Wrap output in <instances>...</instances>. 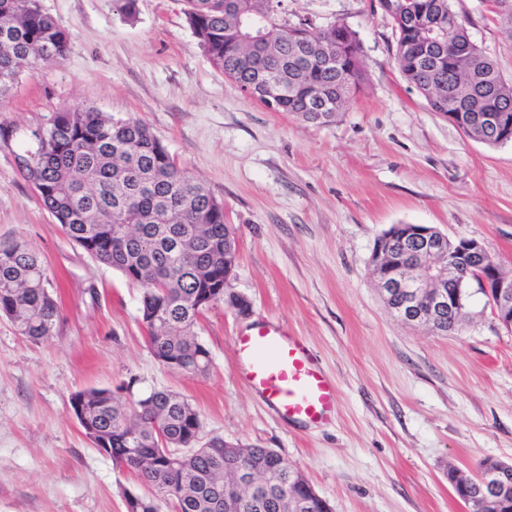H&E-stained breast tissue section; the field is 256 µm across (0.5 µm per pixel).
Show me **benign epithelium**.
Returning a JSON list of instances; mask_svg holds the SVG:
<instances>
[{
    "label": "benign epithelium",
    "instance_id": "obj_1",
    "mask_svg": "<svg viewBox=\"0 0 512 512\" xmlns=\"http://www.w3.org/2000/svg\"><path fill=\"white\" fill-rule=\"evenodd\" d=\"M487 5L506 27L512 26V0H487ZM433 6L419 3L412 24L426 34L433 25ZM479 126L486 133H493L501 141L512 142V120L504 112H489L480 118ZM401 228L405 237L414 241L411 253L398 260L391 251L394 230ZM372 266L382 271L376 281L383 298L392 292L404 295L402 306L391 310L401 322L434 329L444 323L445 312H461L464 309L458 287L474 283L486 297L500 327L512 334V277L502 272L498 258L487 246L470 238H451L438 229L425 224L393 225V231L382 236L374 245ZM246 451L240 448L224 449V463L214 472L224 477V487H216L210 498L214 509L224 506V512H233L247 502L254 509L265 507L268 494L267 470L263 461L242 462ZM512 465L489 460L473 475V481L485 488V492L467 500L466 512H485L492 502H505L512 496V480L506 474ZM293 485L304 496L288 497L292 508L308 507L318 502L323 512H332L329 502L299 476Z\"/></svg>",
    "mask_w": 512,
    "mask_h": 512
}]
</instances>
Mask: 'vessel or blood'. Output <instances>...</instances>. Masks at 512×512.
<instances>
[{"instance_id": "obj_1", "label": "vessel or blood", "mask_w": 512, "mask_h": 512, "mask_svg": "<svg viewBox=\"0 0 512 512\" xmlns=\"http://www.w3.org/2000/svg\"><path fill=\"white\" fill-rule=\"evenodd\" d=\"M247 382L278 416L307 427L325 423L336 408V388L304 344L261 322L239 338Z\"/></svg>"}]
</instances>
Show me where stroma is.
Here are the masks:
<instances>
[{
	"label": "stroma",
	"instance_id": "1",
	"mask_svg": "<svg viewBox=\"0 0 512 512\" xmlns=\"http://www.w3.org/2000/svg\"><path fill=\"white\" fill-rule=\"evenodd\" d=\"M69 34L57 63L0 93V242L40 257L59 307L32 342L0 317V512H126L135 475L86 438L70 399L111 389L133 403L185 396L202 436L275 449L333 512H465L449 469L512 461V335L471 291L457 333L413 329L371 274L377 237L426 224L484 242L512 273V143L488 147L431 112L400 75L378 0H284L289 23L356 32L366 81L333 122L271 112L198 47L181 0H38ZM473 41L512 79V36L484 0H455ZM93 106L146 123L177 164L224 204L238 247L225 303L196 333L210 373L152 354L141 290L62 232L22 164L53 113ZM267 321L299 337L336 385L332 418L284 421L242 374L237 338Z\"/></svg>",
	"mask_w": 512,
	"mask_h": 512
}]
</instances>
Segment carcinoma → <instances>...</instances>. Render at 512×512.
I'll return each instance as SVG.
<instances>
[{"instance_id": "cac0c4a2", "label": "carcinoma", "mask_w": 512, "mask_h": 512, "mask_svg": "<svg viewBox=\"0 0 512 512\" xmlns=\"http://www.w3.org/2000/svg\"><path fill=\"white\" fill-rule=\"evenodd\" d=\"M198 46L213 65L264 107L305 120L327 123L364 80L363 50L356 33L335 23L313 35L283 16L284 0H183ZM419 0H397L404 19L393 29L395 63L403 78L425 96L433 112L457 110L508 112L512 118V81L470 40L468 28L448 27L435 18L434 40L419 44L409 21ZM260 22L265 37L253 47L239 38L245 21ZM12 38L0 43V92L26 68L59 62L68 35L38 7L37 0H0V29ZM341 54L338 64L327 56ZM441 95L438 103L429 89ZM36 147L25 160L24 175L63 233L92 259L142 289L141 309L154 315L147 343L162 363L203 378L212 360L195 327L203 310L197 295L224 282V206L177 165L166 147L138 120H116L94 107L54 113L35 133ZM140 224L145 237H132L126 225ZM39 256L19 242L0 243V315L16 332L40 341L53 335L58 309L47 288ZM167 411L161 428L149 412L116 399L110 389L74 394L83 407L84 426L98 429L112 462L135 473L146 493L126 492L127 512H158L170 502L176 512H206L201 495L207 475L224 457V439L183 454L171 466L167 455L185 436L202 429L197 411L173 392H153ZM272 472L263 512H288L294 469L272 448L252 446Z\"/></svg>"}]
</instances>
